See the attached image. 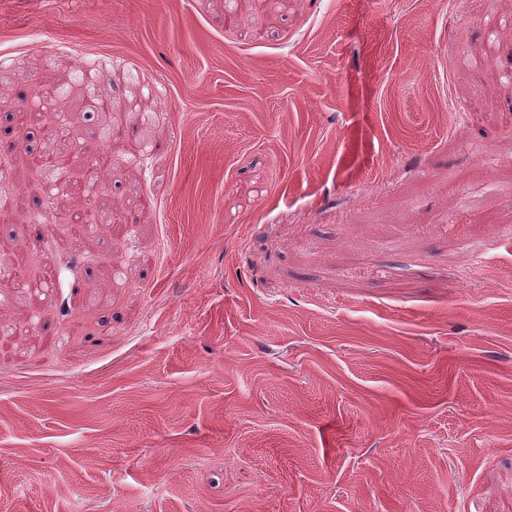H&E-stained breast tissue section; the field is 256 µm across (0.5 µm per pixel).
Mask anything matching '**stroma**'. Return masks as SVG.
Segmentation results:
<instances>
[{"mask_svg":"<svg viewBox=\"0 0 512 512\" xmlns=\"http://www.w3.org/2000/svg\"><path fill=\"white\" fill-rule=\"evenodd\" d=\"M512 0H0V157L127 164L0 252V512H512ZM27 115L24 128L9 120Z\"/></svg>","mask_w":512,"mask_h":512,"instance_id":"obj_1","label":"stroma"}]
</instances>
